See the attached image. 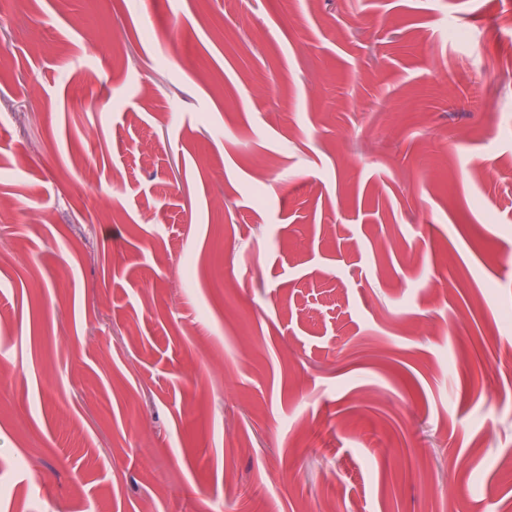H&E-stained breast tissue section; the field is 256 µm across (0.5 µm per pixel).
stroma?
I'll return each instance as SVG.
<instances>
[{
  "instance_id": "stroma-1",
  "label": "stroma",
  "mask_w": 512,
  "mask_h": 512,
  "mask_svg": "<svg viewBox=\"0 0 512 512\" xmlns=\"http://www.w3.org/2000/svg\"><path fill=\"white\" fill-rule=\"evenodd\" d=\"M0 201V512H512V0H5Z\"/></svg>"
}]
</instances>
